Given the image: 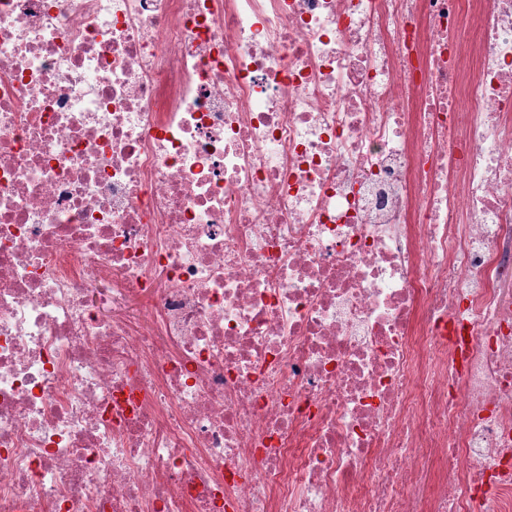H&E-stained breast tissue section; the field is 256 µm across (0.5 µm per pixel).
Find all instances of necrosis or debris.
Returning <instances> with one entry per match:
<instances>
[{
	"mask_svg": "<svg viewBox=\"0 0 512 512\" xmlns=\"http://www.w3.org/2000/svg\"><path fill=\"white\" fill-rule=\"evenodd\" d=\"M0 512H512V0H0Z\"/></svg>",
	"mask_w": 512,
	"mask_h": 512,
	"instance_id": "1",
	"label": "necrosis or debris"
}]
</instances>
